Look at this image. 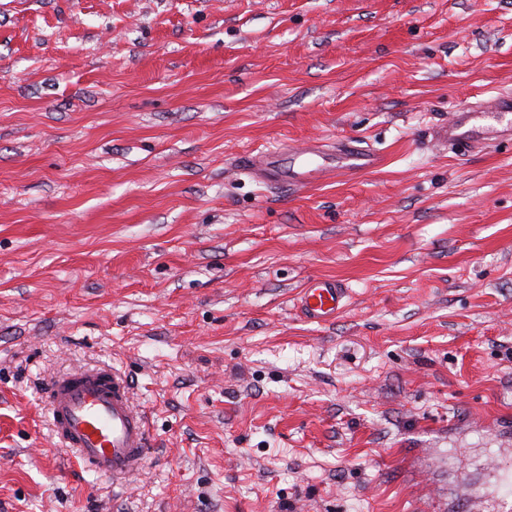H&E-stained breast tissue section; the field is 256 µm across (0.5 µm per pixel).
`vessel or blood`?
<instances>
[{
	"label": "vessel or blood",
	"instance_id": "b4317fda",
	"mask_svg": "<svg viewBox=\"0 0 512 512\" xmlns=\"http://www.w3.org/2000/svg\"><path fill=\"white\" fill-rule=\"evenodd\" d=\"M471 112L468 106L457 109L437 131V141L471 149L475 135L461 132ZM336 152L343 170L350 174L367 171L380 160L373 150L349 142L340 143ZM241 169L272 188L304 186L330 174L323 167L293 168L280 154L265 152L245 157ZM346 296L340 281L313 280L302 292V312L313 322L332 320ZM45 399L59 438L86 466L100 474L120 476L142 465L150 448L149 432L143 416L130 403L126 378L105 369L83 370L50 382Z\"/></svg>",
	"mask_w": 512,
	"mask_h": 512
}]
</instances>
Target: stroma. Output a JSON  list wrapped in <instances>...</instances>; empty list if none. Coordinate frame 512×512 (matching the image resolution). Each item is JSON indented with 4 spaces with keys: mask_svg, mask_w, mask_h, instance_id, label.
<instances>
[{
    "mask_svg": "<svg viewBox=\"0 0 512 512\" xmlns=\"http://www.w3.org/2000/svg\"><path fill=\"white\" fill-rule=\"evenodd\" d=\"M502 92L512 0H0V512H512V145L433 138ZM343 139L379 165H236ZM83 367L142 472L56 438ZM477 106L458 108L448 125L442 126L436 133V140L440 143L456 146L457 148L469 150L477 144L473 130L470 134H460L458 131L466 124V118L473 113ZM473 144V145H472ZM241 170L263 185L280 188L286 185L305 186L312 180H322L332 175L336 167L307 169L300 166L294 170L280 154L262 152L245 157L241 163ZM347 290L340 281L315 279L302 292L300 303L305 317L313 322H326L343 308ZM45 399L66 449L95 472L120 476L143 464L149 432L126 378L105 369L75 372L50 382Z\"/></svg>",
    "mask_w": 512,
    "mask_h": 512,
    "instance_id": "stroma-1",
    "label": "stroma"
}]
</instances>
